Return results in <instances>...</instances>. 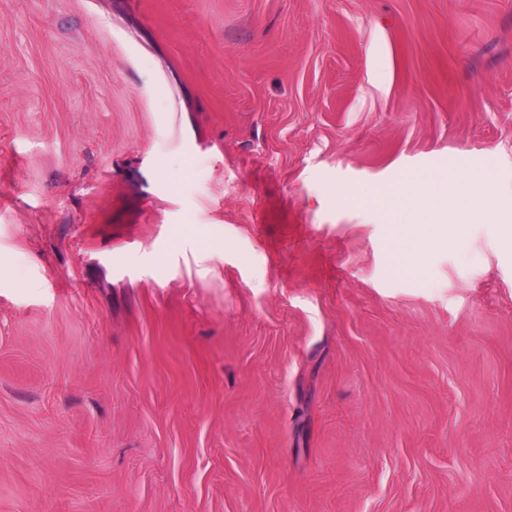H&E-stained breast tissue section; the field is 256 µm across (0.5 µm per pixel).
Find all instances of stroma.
Wrapping results in <instances>:
<instances>
[{"mask_svg":"<svg viewBox=\"0 0 512 512\" xmlns=\"http://www.w3.org/2000/svg\"><path fill=\"white\" fill-rule=\"evenodd\" d=\"M512 0H0V512H512ZM404 197L416 215L413 233L420 253L436 244L451 248L456 242V228L475 223L491 207L486 187L477 177H466L452 199L442 192L428 191L416 182L406 187Z\"/></svg>","mask_w":512,"mask_h":512,"instance_id":"35a3bbf8","label":"stroma"}]
</instances>
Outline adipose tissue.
Returning <instances> with one entry per match:
<instances>
[{
    "label": "adipose tissue",
    "mask_w": 512,
    "mask_h": 512,
    "mask_svg": "<svg viewBox=\"0 0 512 512\" xmlns=\"http://www.w3.org/2000/svg\"><path fill=\"white\" fill-rule=\"evenodd\" d=\"M404 197L415 212L413 233L422 251L436 244L453 246L457 227L479 220L491 206L483 181L476 177L465 178L451 198L417 183L406 187Z\"/></svg>",
    "instance_id": "1"
}]
</instances>
